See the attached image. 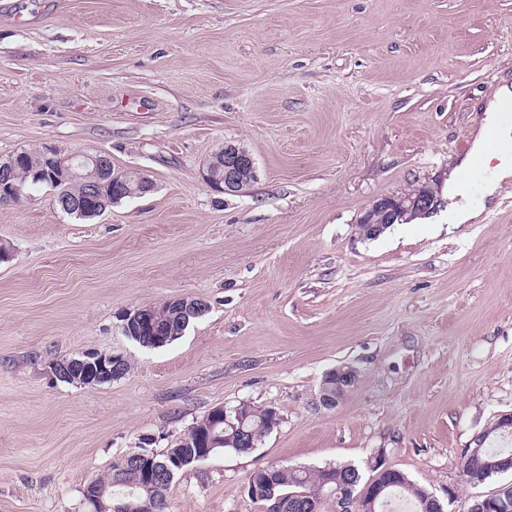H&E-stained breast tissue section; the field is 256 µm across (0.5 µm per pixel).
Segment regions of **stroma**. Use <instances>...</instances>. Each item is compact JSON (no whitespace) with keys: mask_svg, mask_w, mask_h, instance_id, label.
I'll use <instances>...</instances> for the list:
<instances>
[{"mask_svg":"<svg viewBox=\"0 0 512 512\" xmlns=\"http://www.w3.org/2000/svg\"><path fill=\"white\" fill-rule=\"evenodd\" d=\"M505 84L512 0H0V157L103 154L154 184L86 220L48 186L0 207V512H85L113 460L241 403L280 426L180 471L169 512H263L247 478L278 464L382 461L444 512L512 482L461 476L512 413V183L476 224L442 205L358 233L381 198L447 200ZM228 142L257 167L236 195L203 178ZM183 297L207 309L177 340L124 335L123 311ZM87 352L131 369L55 380Z\"/></svg>","mask_w":512,"mask_h":512,"instance_id":"35a3bbf8","label":"stroma"}]
</instances>
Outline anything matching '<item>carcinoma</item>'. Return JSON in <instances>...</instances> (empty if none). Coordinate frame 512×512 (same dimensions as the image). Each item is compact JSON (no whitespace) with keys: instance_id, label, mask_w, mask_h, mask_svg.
<instances>
[{"instance_id":"cac0c4a2","label":"carcinoma","mask_w":512,"mask_h":512,"mask_svg":"<svg viewBox=\"0 0 512 512\" xmlns=\"http://www.w3.org/2000/svg\"><path fill=\"white\" fill-rule=\"evenodd\" d=\"M63 162H68V158L59 153L52 155L41 149L24 150L20 152L15 165L0 173V193L19 186L24 196L32 186H47L53 182ZM95 181L99 183L96 188L83 181L73 180L64 189L66 195L79 203L67 215L78 219L93 218L112 206L113 195L116 194L112 188V176L102 174L95 177ZM151 311L157 313V322L147 330L138 332L134 341L144 347L160 348L178 339L182 332V322H191L200 317L205 307H192L185 302L170 306L164 302L151 307ZM229 411L234 415L232 421L251 432L255 443H261L270 433L269 409L240 403L229 408ZM211 421L213 412L210 411L195 422L173 447L161 454L150 452L148 457L155 463H163L170 461L171 455L179 453L185 459L184 467L191 466V458L196 452L193 445L203 427L210 425ZM216 433L223 436L218 450L249 452L247 448L238 447L232 427L222 424L216 428ZM506 435L512 436V428L502 427V421L498 419L473 439L466 452L468 461L464 462L462 468L467 483L479 485L494 475L512 474V448L493 446L498 438ZM359 476L358 469L350 464H328L314 470L282 464L273 470L260 468L253 471L247 484L261 490V502L272 505L276 499H281L284 512H297L298 505L302 503L307 506L305 512H336V489L353 482V494H358L360 484L356 483V479ZM384 482L388 487L375 502L374 512H419L420 503L432 497L431 493L412 483L404 473H390ZM96 485L108 492L104 498L108 505L132 496L137 502V512H167V504L164 502L167 485L145 486L144 466L127 462L122 457L112 462L111 471L97 479Z\"/></svg>"}]
</instances>
